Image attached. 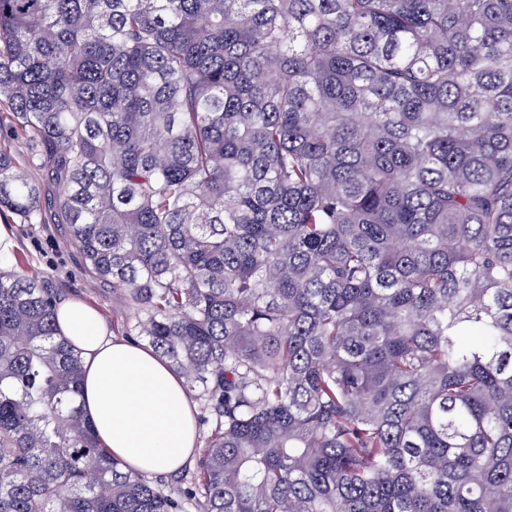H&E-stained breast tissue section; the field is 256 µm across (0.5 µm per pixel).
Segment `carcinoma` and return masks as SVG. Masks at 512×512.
<instances>
[{
  "label": "carcinoma",
  "instance_id": "obj_1",
  "mask_svg": "<svg viewBox=\"0 0 512 512\" xmlns=\"http://www.w3.org/2000/svg\"><path fill=\"white\" fill-rule=\"evenodd\" d=\"M1 121L208 431L125 470L18 257L0 512H512V0H0Z\"/></svg>",
  "mask_w": 512,
  "mask_h": 512
}]
</instances>
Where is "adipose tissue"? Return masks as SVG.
Returning <instances> with one entry per match:
<instances>
[{
    "label": "adipose tissue",
    "mask_w": 512,
    "mask_h": 512,
    "mask_svg": "<svg viewBox=\"0 0 512 512\" xmlns=\"http://www.w3.org/2000/svg\"><path fill=\"white\" fill-rule=\"evenodd\" d=\"M57 326L80 352L82 410L104 448L144 474L190 461L197 446L194 404L169 364L148 344L113 336L82 301H62Z\"/></svg>",
    "instance_id": "adipose-tissue-1"
}]
</instances>
